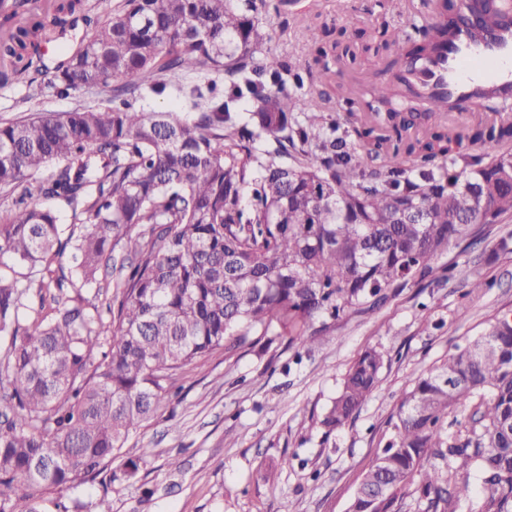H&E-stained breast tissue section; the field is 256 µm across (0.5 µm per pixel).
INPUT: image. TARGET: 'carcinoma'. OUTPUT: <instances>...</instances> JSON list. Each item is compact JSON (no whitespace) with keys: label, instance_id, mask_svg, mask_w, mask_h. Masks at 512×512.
Masks as SVG:
<instances>
[{"label":"carcinoma","instance_id":"cac0c4a2","mask_svg":"<svg viewBox=\"0 0 512 512\" xmlns=\"http://www.w3.org/2000/svg\"><path fill=\"white\" fill-rule=\"evenodd\" d=\"M267 0H123L75 50L66 42L90 0H0V85L55 43L68 55L30 96L93 89L106 106L0 123V192L22 189L0 215V512H112L65 496L119 457L170 395L175 375L217 351L274 332L305 348L349 311L369 314L404 288L439 285L435 260L475 225L512 214V117L499 102L464 128L417 123L416 96L382 89L394 108L369 127L363 112H328L326 90L302 96L367 53L338 41L274 64L261 22ZM484 25L507 18L471 0ZM393 63L430 56L448 27L386 39ZM223 76L225 90L198 73ZM173 90L190 109L146 112ZM343 130V135L336 132ZM492 144L487 157L478 149ZM53 200L71 210L75 232ZM127 253L109 324L88 309L116 250ZM512 254V234L486 256ZM68 260L70 272L63 269ZM65 299L24 324L32 287ZM383 354L363 351L323 418L346 425L379 380ZM473 409L466 422L448 416ZM392 433L348 512H456L470 478L488 487L480 512H512V313L491 319L448 361L416 378ZM435 463H430V460ZM57 493L54 500L48 495Z\"/></svg>","mask_w":512,"mask_h":512}]
</instances>
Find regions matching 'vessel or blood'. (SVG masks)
<instances>
[{"label": "vessel or blood", "instance_id": "obj_1", "mask_svg": "<svg viewBox=\"0 0 512 512\" xmlns=\"http://www.w3.org/2000/svg\"><path fill=\"white\" fill-rule=\"evenodd\" d=\"M410 88L439 102L452 96L477 111L488 98L512 97V22L484 32L463 27L432 57L407 65Z\"/></svg>", "mask_w": 512, "mask_h": 512}]
</instances>
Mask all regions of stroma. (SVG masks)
<instances>
[{
	"label": "stroma",
	"instance_id": "35a3bbf8",
	"mask_svg": "<svg viewBox=\"0 0 512 512\" xmlns=\"http://www.w3.org/2000/svg\"><path fill=\"white\" fill-rule=\"evenodd\" d=\"M423 10L422 0L400 13L389 0H269L262 16L271 36L267 53L282 64L293 61L308 29L321 25L345 42L383 25L412 38ZM28 93L24 77L0 86V122L98 102L81 89L34 100ZM508 233L512 214L470 229L438 259L457 268L448 283L404 289L369 315H344L308 353L297 354L287 337L276 336L216 352L205 367H186L171 400L112 463L117 471L126 460L137 461L136 478L113 482L104 472L77 496L90 502L108 495L112 512H347L415 378L446 361L497 312L512 311V254L484 262ZM466 274L485 281V288L469 291ZM371 347L385 359L375 389L349 424L325 432L319 421L343 375ZM144 448L149 457H141ZM174 457L180 469L169 467Z\"/></svg>",
	"mask_w": 512,
	"mask_h": 512
}]
</instances>
